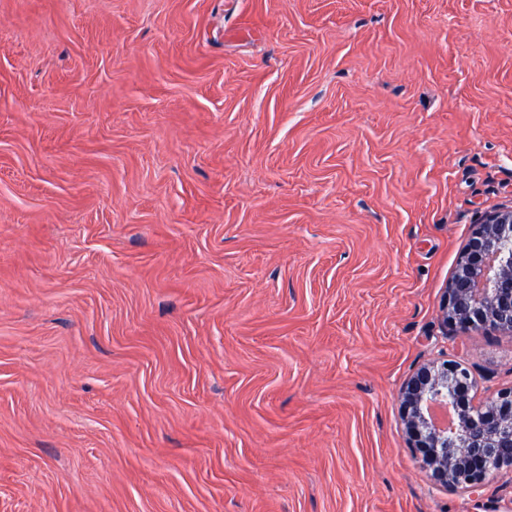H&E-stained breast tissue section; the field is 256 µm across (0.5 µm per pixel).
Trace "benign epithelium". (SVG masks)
Instances as JSON below:
<instances>
[{
  "mask_svg": "<svg viewBox=\"0 0 512 512\" xmlns=\"http://www.w3.org/2000/svg\"><path fill=\"white\" fill-rule=\"evenodd\" d=\"M443 324L465 334L491 329L512 334V209L485 216L468 240L448 283ZM468 368L442 359L420 366L401 391L410 448L440 486L480 491L512 469V387L481 406L470 396Z\"/></svg>",
  "mask_w": 512,
  "mask_h": 512,
  "instance_id": "obj_1",
  "label": "benign epithelium"
}]
</instances>
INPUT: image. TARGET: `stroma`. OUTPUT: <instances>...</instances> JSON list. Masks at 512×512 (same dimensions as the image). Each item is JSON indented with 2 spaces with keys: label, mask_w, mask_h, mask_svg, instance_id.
<instances>
[{
  "label": "stroma",
  "mask_w": 512,
  "mask_h": 512,
  "mask_svg": "<svg viewBox=\"0 0 512 512\" xmlns=\"http://www.w3.org/2000/svg\"><path fill=\"white\" fill-rule=\"evenodd\" d=\"M512 208V0H0V512H512L400 392Z\"/></svg>",
  "instance_id": "1"
}]
</instances>
